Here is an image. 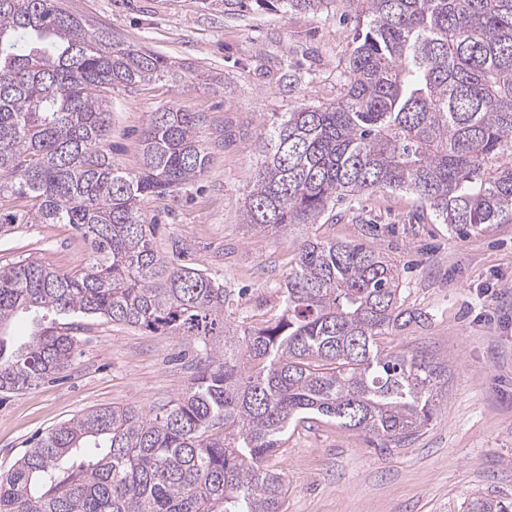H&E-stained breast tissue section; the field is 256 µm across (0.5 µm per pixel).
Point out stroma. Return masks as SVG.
<instances>
[{
  "label": "stroma",
  "instance_id": "1",
  "mask_svg": "<svg viewBox=\"0 0 512 512\" xmlns=\"http://www.w3.org/2000/svg\"><path fill=\"white\" fill-rule=\"evenodd\" d=\"M68 13L112 30L126 45L172 62L164 79L107 93V151L137 169L153 112L177 105L203 113L205 175L177 196L151 197L158 247L208 270L242 294L253 322L278 314L295 234H253L242 205L262 163L260 126L305 104L333 103L352 47V14L257 8L225 13L220 0H59ZM317 235L363 242L386 255L403 280L405 326L387 347L448 366L433 419L390 446L316 421L289 432L272 459L288 488V512H453L475 493L512 497V224L467 238L438 223L414 195L377 191L336 204ZM86 245L66 224H30L0 239V266L38 260L81 270ZM74 364L37 386L0 393V474L60 423L108 406L154 409L193 373L192 341L157 336L101 318L79 321Z\"/></svg>",
  "mask_w": 512,
  "mask_h": 512
}]
</instances>
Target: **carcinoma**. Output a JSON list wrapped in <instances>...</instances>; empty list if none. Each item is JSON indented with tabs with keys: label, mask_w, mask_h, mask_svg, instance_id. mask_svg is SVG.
<instances>
[{
	"label": "carcinoma",
	"mask_w": 512,
	"mask_h": 512,
	"mask_svg": "<svg viewBox=\"0 0 512 512\" xmlns=\"http://www.w3.org/2000/svg\"><path fill=\"white\" fill-rule=\"evenodd\" d=\"M277 3L318 12L332 0H224V13ZM355 12L344 93L297 106L260 131L245 224L265 236L320 223L334 205L409 191L458 235L512 223V0H344ZM174 76L58 0H0V234L68 224L81 271L41 262L0 267V326L43 312L50 325L20 352L0 337V391L70 367L76 317H102L196 342L175 399L145 411L104 407L40 437L0 476V512H285L270 464L288 430L313 420L400 443L428 425L446 367L387 352L407 315L395 265L364 243L304 236L281 313L236 320L239 299L206 271L163 255L142 202L201 177L199 112L161 108L140 167L110 161L104 92ZM462 512H512L476 494Z\"/></svg>",
	"instance_id": "cac0c4a2"
}]
</instances>
